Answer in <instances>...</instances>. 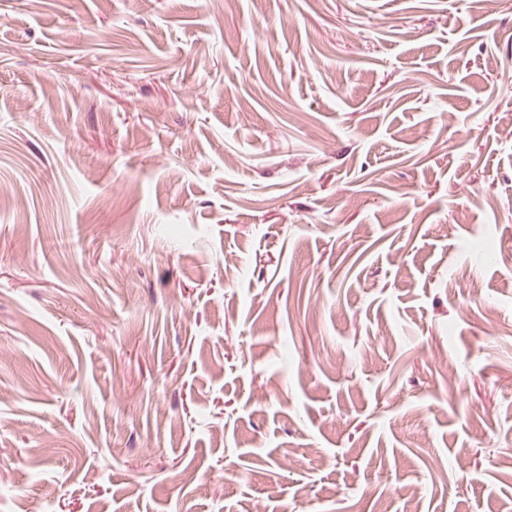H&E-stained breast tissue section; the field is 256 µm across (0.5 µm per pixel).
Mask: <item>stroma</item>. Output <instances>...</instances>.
Wrapping results in <instances>:
<instances>
[{"label": "stroma", "instance_id": "1", "mask_svg": "<svg viewBox=\"0 0 512 512\" xmlns=\"http://www.w3.org/2000/svg\"><path fill=\"white\" fill-rule=\"evenodd\" d=\"M34 505L512 512V0H0Z\"/></svg>", "mask_w": 512, "mask_h": 512}]
</instances>
